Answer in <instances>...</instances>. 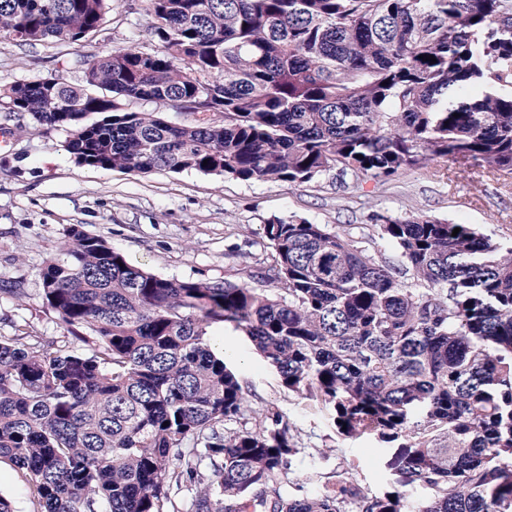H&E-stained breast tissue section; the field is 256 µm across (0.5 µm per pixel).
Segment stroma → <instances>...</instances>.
<instances>
[{
    "mask_svg": "<svg viewBox=\"0 0 512 512\" xmlns=\"http://www.w3.org/2000/svg\"><path fill=\"white\" fill-rule=\"evenodd\" d=\"M145 4L111 0L99 31L68 47L0 38V86L51 75L79 84L78 57L130 45L152 50ZM1 128L12 133L9 146L0 149L2 336L24 322L44 335H61L56 316L42 305L39 271L72 227L106 239L131 265L162 277L248 284L275 263L263 226L276 217L305 218L357 235L374 214L426 213L473 225L512 246V174L473 169L456 175L452 162L438 160L388 181H356L330 171L295 186L197 171L103 170L78 164L65 151L66 130L0 108ZM17 285L24 290L18 297L10 293ZM210 333L247 387L251 408L275 406L290 427L297 453L282 477L285 494L315 493L334 474L352 478L369 494L387 485V449L369 437L340 434L320 405L282 386L242 331L216 324ZM0 495L11 499L14 512H33L28 476L5 459Z\"/></svg>",
    "mask_w": 512,
    "mask_h": 512,
    "instance_id": "obj_1",
    "label": "stroma"
}]
</instances>
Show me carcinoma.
I'll return each instance as SVG.
<instances>
[{
  "label": "carcinoma",
  "instance_id": "obj_1",
  "mask_svg": "<svg viewBox=\"0 0 512 512\" xmlns=\"http://www.w3.org/2000/svg\"><path fill=\"white\" fill-rule=\"evenodd\" d=\"M109 2L0 0V36L75 44ZM147 2L156 49L79 57L84 83L17 81L0 105L69 130L65 151L103 169L294 185L440 159L512 172V0ZM263 235L269 288L162 278L67 230L40 270L63 338L0 336V459L29 475L37 512H168L184 487L189 512H512V247L425 213L375 217L367 238L389 256L302 218ZM214 323L341 434L391 448L396 478L370 497L347 480L284 494L288 423L270 405L226 428L249 393Z\"/></svg>",
  "mask_w": 512,
  "mask_h": 512
}]
</instances>
